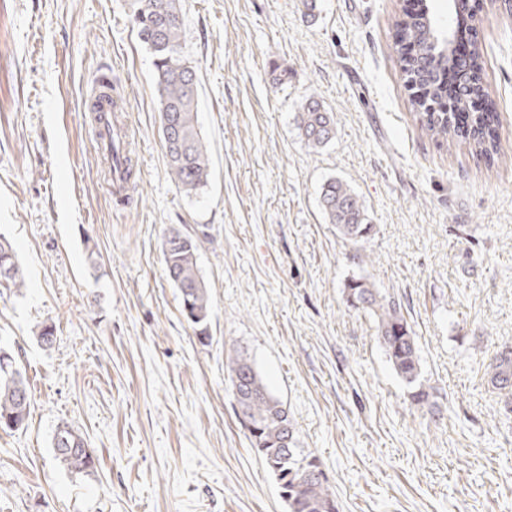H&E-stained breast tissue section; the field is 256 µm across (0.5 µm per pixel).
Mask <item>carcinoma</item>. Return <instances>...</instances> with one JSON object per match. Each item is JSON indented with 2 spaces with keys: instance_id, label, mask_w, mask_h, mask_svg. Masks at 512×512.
<instances>
[{
  "instance_id": "1",
  "label": "carcinoma",
  "mask_w": 512,
  "mask_h": 512,
  "mask_svg": "<svg viewBox=\"0 0 512 512\" xmlns=\"http://www.w3.org/2000/svg\"><path fill=\"white\" fill-rule=\"evenodd\" d=\"M137 36L151 53L157 92L160 125L171 121L179 144L165 149L169 175L177 188L190 196L208 184L210 159L198 129V93L187 92V80L196 75L182 56L179 0H135ZM395 51L405 84L422 91L421 99L411 100L418 113L421 131L444 146L466 147L492 166L498 160L497 115L479 112L463 127L443 110L447 103L461 111L473 97L490 96L483 82L482 57L478 49L457 58L451 65L432 59L428 17L424 13H404L395 20ZM299 137L310 149L329 143L336 134L334 113L310 98L295 115ZM112 157L126 169L127 191L119 201L129 203L136 186L135 164L128 144L112 145ZM320 203L329 223L336 225L342 238L358 244L373 230L367 209L351 185L339 178L328 179L321 187ZM162 255L169 280L178 289L182 312L199 334L209 339L207 326L210 298L199 273L198 247L194 237L173 228L162 240ZM6 274L3 288H21L24 280L15 251L9 240L0 237V275ZM347 307L375 317L377 339L392 368L409 386L412 401L423 404L428 392L420 386L419 348L411 328L392 297L374 288L365 278H352L345 285ZM230 388L246 425L247 438L254 453L275 477L288 512H340V504L330 491L321 460L298 446L296 431L288 411L272 394L250 355L235 351L231 358ZM492 389L512 404V347L505 346L494 355L490 366ZM31 395L24 373L12 354L0 347V428L18 430L25 425ZM56 458L68 470L89 473L96 468V455L74 427L61 424L53 435Z\"/></svg>"
}]
</instances>
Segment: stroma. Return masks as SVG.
I'll list each match as a JSON object with an SVG mask.
<instances>
[{"mask_svg":"<svg viewBox=\"0 0 512 512\" xmlns=\"http://www.w3.org/2000/svg\"><path fill=\"white\" fill-rule=\"evenodd\" d=\"M408 0H180L211 176L189 197L167 169L134 0H0V234L25 274L0 290V347L25 370V428L0 430V512H288L241 426L228 357L247 350L324 464L342 512H512V411L488 383L512 346V12L483 0L477 41L500 111L494 167L423 135L394 49ZM121 94L137 170L117 204L87 118L92 79ZM336 116L312 150L294 117ZM346 180L371 236L319 204ZM198 240L212 301L201 345L161 252ZM367 277L416 338L426 404L343 289ZM55 324L52 346L37 333ZM94 474L55 458L61 423ZM294 120L301 141L310 149L325 146L336 134L334 113L314 98L306 101ZM320 203L325 217L336 224L343 239L358 244L372 232L364 201L347 181L328 179L321 187Z\"/></svg>","mask_w":512,"mask_h":512,"instance_id":"1","label":"stroma"}]
</instances>
